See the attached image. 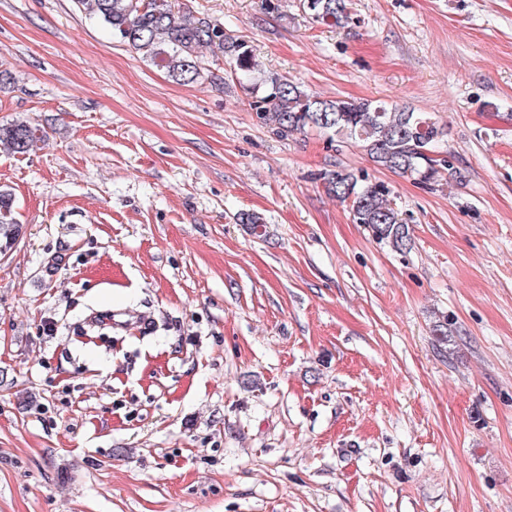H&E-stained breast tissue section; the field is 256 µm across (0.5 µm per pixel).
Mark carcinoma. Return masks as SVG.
<instances>
[{
  "label": "carcinoma",
  "mask_w": 512,
  "mask_h": 512,
  "mask_svg": "<svg viewBox=\"0 0 512 512\" xmlns=\"http://www.w3.org/2000/svg\"><path fill=\"white\" fill-rule=\"evenodd\" d=\"M303 9L322 24L342 27L350 14L347 0H301ZM89 18L146 59L161 63L180 82L217 81L201 64L202 50L226 58L227 76L249 83L259 72L253 50L224 24L197 13L181 0H76ZM262 91L250 103L262 123L283 137L316 129L329 142L352 143L378 166L431 185L453 175L450 161L433 155L446 135L433 117L383 101L323 99L307 93L296 81L277 73L261 77ZM41 139L40 129L27 122L0 126V143L26 154ZM327 191L349 203L352 220L368 228L396 250L410 244L409 230L392 206L390 190L369 183L363 175L341 170L322 173ZM11 194L0 191V248L18 236Z\"/></svg>",
  "instance_id": "carcinoma-1"
}]
</instances>
